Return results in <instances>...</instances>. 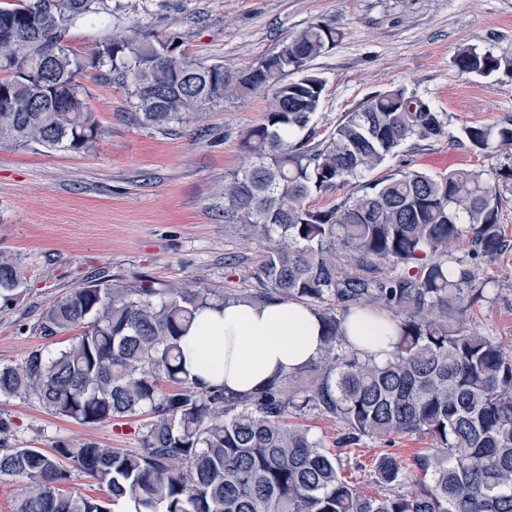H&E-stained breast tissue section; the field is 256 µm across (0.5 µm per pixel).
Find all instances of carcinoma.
Masks as SVG:
<instances>
[{
  "mask_svg": "<svg viewBox=\"0 0 512 512\" xmlns=\"http://www.w3.org/2000/svg\"><path fill=\"white\" fill-rule=\"evenodd\" d=\"M112 0H0V146L88 152L103 129L82 79L118 83L134 122L167 129L228 97L268 95L263 122L242 139L248 165L224 184V217L268 243L250 262V288L175 286L149 275L92 276L40 313L44 336L74 331L64 348L0 365V397L34 398L90 427L147 416L140 448L59 441L16 447L0 417V477L21 482L15 512H512V341L466 324L483 297L471 261L512 255L499 222L501 193L478 173L369 176L409 139L445 133L446 117L403 89L346 113L322 140L294 141L317 113L326 80L313 60L341 33L316 22L242 71L186 61L176 31L134 28L78 55L68 28L105 21ZM462 73L488 76L498 60L462 47ZM480 151L512 148V115L463 128ZM352 181L360 194L331 210L308 198ZM387 273H380L381 265ZM16 258L0 252V304L22 293ZM227 301L295 302L323 327L320 357L249 396L200 388L180 340L201 309ZM342 309L344 315L336 314ZM387 311L395 350L376 361L346 347L345 315ZM310 411L342 423L345 440L426 434L435 448L409 473L379 456L367 495L340 474L341 456L288 418ZM101 498L63 489L72 471ZM411 483L406 491L397 487Z\"/></svg>",
  "mask_w": 512,
  "mask_h": 512,
  "instance_id": "cac0c4a2",
  "label": "carcinoma"
}]
</instances>
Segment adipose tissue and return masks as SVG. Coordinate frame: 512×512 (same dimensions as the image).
<instances>
[{
  "mask_svg": "<svg viewBox=\"0 0 512 512\" xmlns=\"http://www.w3.org/2000/svg\"><path fill=\"white\" fill-rule=\"evenodd\" d=\"M350 349L382 360L393 351L397 325L385 312L354 311L345 322ZM190 381L250 394L318 359L322 325L292 302H227L200 311L183 338Z\"/></svg>",
  "mask_w": 512,
  "mask_h": 512,
  "instance_id": "1",
  "label": "adipose tissue"
}]
</instances>
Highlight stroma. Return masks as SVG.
Returning a JSON list of instances; mask_svg holds the SVG:
<instances>
[{"label":"stroma","instance_id":"1","mask_svg":"<svg viewBox=\"0 0 512 512\" xmlns=\"http://www.w3.org/2000/svg\"><path fill=\"white\" fill-rule=\"evenodd\" d=\"M318 21L342 38L312 63L326 80L310 125L313 140L372 96L402 89L447 113L446 132L408 140L376 177L478 172L498 185L512 152L474 151L462 129L512 113V0H112L107 23L76 20L69 38L82 54L135 27L175 30L187 60L236 71L279 52ZM464 46L491 53L498 69L485 77L459 72L454 58ZM88 88L104 130L93 152L0 147V251L18 258L25 279L21 296L0 309V365L21 364L41 344L58 350L70 343L67 333L43 339L39 314L87 277L146 273L175 284L245 288L243 261L264 250L240 223L224 218V181L247 161L241 140L262 120L263 95L226 99L168 133L131 120L125 87ZM475 273L486 296L473 305L469 327L512 341V263L480 260ZM0 416L14 423L17 444L41 448L67 439L131 450L147 422L142 416L82 426L48 414L37 401L4 398ZM432 446L426 435L365 437L342 451L344 475L373 493L378 456L389 453L408 465Z\"/></svg>","mask_w":512,"mask_h":512}]
</instances>
